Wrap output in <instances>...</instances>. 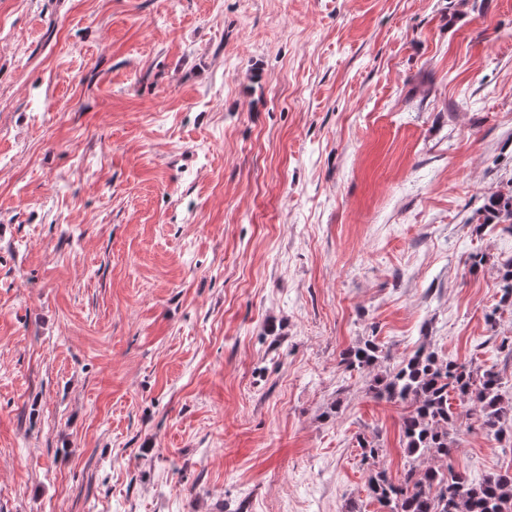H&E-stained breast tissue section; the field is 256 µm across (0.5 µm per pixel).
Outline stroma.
<instances>
[{"label":"stroma","instance_id":"1","mask_svg":"<svg viewBox=\"0 0 512 512\" xmlns=\"http://www.w3.org/2000/svg\"><path fill=\"white\" fill-rule=\"evenodd\" d=\"M511 189L512 0H0V512H382L341 355L512 385ZM491 208L499 222L508 224L504 229L512 233V190L508 193L494 194L491 198ZM381 352L380 346L374 340H366L363 344L347 349L341 362L347 369L371 371L377 365Z\"/></svg>","mask_w":512,"mask_h":512}]
</instances>
